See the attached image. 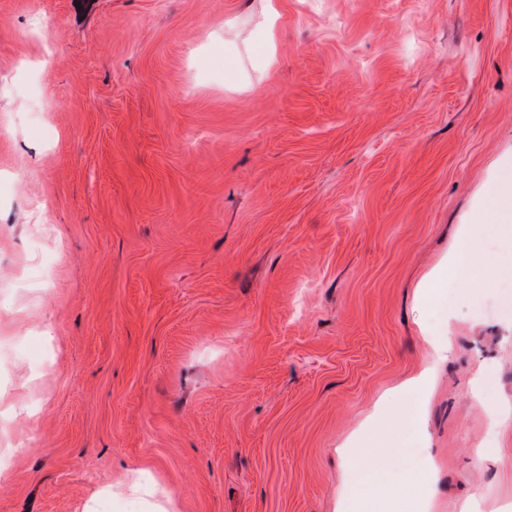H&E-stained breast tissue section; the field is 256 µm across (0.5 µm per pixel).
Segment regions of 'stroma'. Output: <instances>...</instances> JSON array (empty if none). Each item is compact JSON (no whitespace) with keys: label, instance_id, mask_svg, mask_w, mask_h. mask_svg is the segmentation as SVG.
<instances>
[{"label":"stroma","instance_id":"35a3bbf8","mask_svg":"<svg viewBox=\"0 0 512 512\" xmlns=\"http://www.w3.org/2000/svg\"><path fill=\"white\" fill-rule=\"evenodd\" d=\"M505 183L512 0H0V512H512ZM510 189L507 188L498 193L494 199V207L483 209L480 213V219L488 224H507L512 221V190L511 206L509 203Z\"/></svg>","mask_w":512,"mask_h":512}]
</instances>
